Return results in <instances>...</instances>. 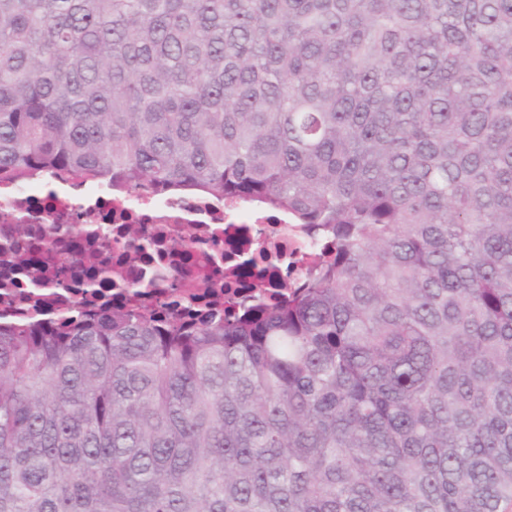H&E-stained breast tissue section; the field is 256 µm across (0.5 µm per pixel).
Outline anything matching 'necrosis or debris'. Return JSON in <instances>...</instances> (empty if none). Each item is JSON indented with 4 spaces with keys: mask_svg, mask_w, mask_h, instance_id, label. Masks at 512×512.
<instances>
[{
    "mask_svg": "<svg viewBox=\"0 0 512 512\" xmlns=\"http://www.w3.org/2000/svg\"><path fill=\"white\" fill-rule=\"evenodd\" d=\"M27 227L26 235L15 232ZM319 240L287 213L254 208L194 191L170 194L116 193L96 183L34 179L0 185V250L14 248L33 262L52 261L40 281L0 260V320L50 321L83 299L90 262L112 267L100 287L106 300L136 304L135 290L154 280L149 302L162 311L191 310L196 297L219 291L240 250L266 251L267 270L295 281L319 248Z\"/></svg>",
    "mask_w": 512,
    "mask_h": 512,
    "instance_id": "obj_1",
    "label": "necrosis or debris"
}]
</instances>
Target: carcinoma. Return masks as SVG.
Returning a JSON list of instances; mask_svg holds the SVG:
<instances>
[{"mask_svg":"<svg viewBox=\"0 0 512 512\" xmlns=\"http://www.w3.org/2000/svg\"><path fill=\"white\" fill-rule=\"evenodd\" d=\"M288 211L303 286L0 325V512H512V0H0V182Z\"/></svg>","mask_w":512,"mask_h":512,"instance_id":"cac0c4a2","label":"carcinoma"}]
</instances>
